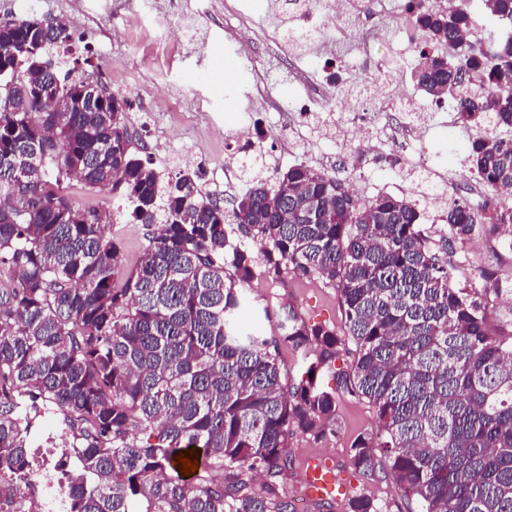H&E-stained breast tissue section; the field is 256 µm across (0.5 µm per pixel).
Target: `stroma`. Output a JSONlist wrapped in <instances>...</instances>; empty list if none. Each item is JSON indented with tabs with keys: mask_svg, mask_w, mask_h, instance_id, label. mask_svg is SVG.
Masks as SVG:
<instances>
[{
	"mask_svg": "<svg viewBox=\"0 0 512 512\" xmlns=\"http://www.w3.org/2000/svg\"><path fill=\"white\" fill-rule=\"evenodd\" d=\"M0 0V19L35 15L52 20L68 13L74 25L90 23L101 34L97 44L74 43L73 56L100 68L111 92L133 104L130 131L145 141L161 182L175 181L186 156L202 157L199 184L225 207H232L247 186L224 173L226 148L241 126L261 130L264 176L303 163L352 185L367 199L380 194L407 197L415 203L432 238L442 223L433 205L422 197L427 182L446 185L449 199L477 203L485 192L473 174L468 148L476 128L464 126L455 111L437 109L417 90L411 74L418 60V40L405 27L400 0H384L378 13L353 14L325 26L310 48H295L281 35L284 0H162L168 31L142 38L141 18L132 0ZM228 60L235 67L231 81L217 73ZM400 98H392V88ZM308 104L315 113L374 114L369 130L372 150L358 170L343 163L352 143L320 136L299 112ZM425 126L418 137L406 128L416 119ZM426 153L431 172L417 168ZM75 205L112 211L114 221L105 235L135 266L147 245L146 227L132 220L131 203L107 188H87L71 181L66 190ZM451 261L460 286L480 290L484 271L512 279V247L496 236L475 235L457 245ZM253 304L278 310L294 305L309 322L342 325L336 292L320 282L285 280L255 282L246 290ZM336 435L321 441L296 435L288 440L290 465L282 485L294 512H348L347 501L322 505L302 499V466L319 455L336 468L339 479L354 494L372 498L379 512H409L390 480L382 473L355 471L350 464L351 438L374 425L370 405L341 397Z\"/></svg>",
	"mask_w": 512,
	"mask_h": 512,
	"instance_id": "obj_1",
	"label": "stroma"
}]
</instances>
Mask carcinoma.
I'll return each mask as SVG.
<instances>
[{
  "mask_svg": "<svg viewBox=\"0 0 512 512\" xmlns=\"http://www.w3.org/2000/svg\"><path fill=\"white\" fill-rule=\"evenodd\" d=\"M512 26V0H484ZM419 33L415 85L481 129L469 160L490 194L453 200L433 243L404 198L362 200L305 164L252 186L228 211L189 176L162 186L128 129L121 95L88 104L79 59L47 73L68 45L56 23L0 20V476L19 490L38 448H60L70 512H290L280 493L288 437L336 434L340 396L370 404L376 428L349 448L381 468L417 512H512V288L482 274L456 285L444 255L458 240L512 229V32L464 41L482 19L470 0L438 10L403 0ZM454 52L449 55L443 51ZM76 178L133 205L148 244L128 269L105 237L106 210L65 194ZM259 244L257 255L228 225ZM321 281L345 331L291 304L278 335L241 321L255 280ZM305 371L292 378L279 346ZM347 364L336 367L342 357ZM332 374L335 386L318 380ZM56 428L40 429L44 415ZM65 441L58 446L57 440ZM198 470L173 471L177 454ZM263 477L261 489L253 474Z\"/></svg>",
  "mask_w": 512,
  "mask_h": 512,
  "instance_id": "carcinoma-1",
  "label": "carcinoma"
}]
</instances>
